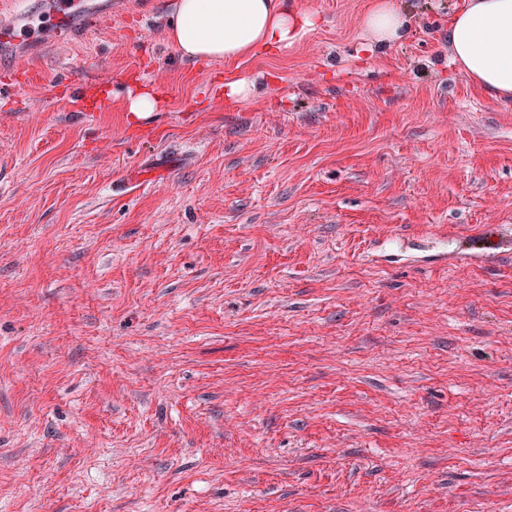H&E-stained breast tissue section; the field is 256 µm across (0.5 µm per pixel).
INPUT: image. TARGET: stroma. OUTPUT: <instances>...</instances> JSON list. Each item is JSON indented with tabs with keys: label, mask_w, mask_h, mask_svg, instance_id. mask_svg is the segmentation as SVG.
<instances>
[{
	"label": "stroma",
	"mask_w": 512,
	"mask_h": 512,
	"mask_svg": "<svg viewBox=\"0 0 512 512\" xmlns=\"http://www.w3.org/2000/svg\"><path fill=\"white\" fill-rule=\"evenodd\" d=\"M370 2L229 64L112 0L0 72V512H512V102L457 0L359 59ZM223 88L224 101L245 103L253 98V81L246 76H238L224 81ZM129 95L125 120L130 128L139 130L145 126V123L152 116V113L157 111L161 98L152 88L149 89L146 87L138 88L133 94ZM128 112H134L137 116L147 115L144 113L149 112H151V114L138 118L130 115Z\"/></svg>",
	"instance_id": "obj_1"
}]
</instances>
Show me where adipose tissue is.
I'll list each match as a JSON object with an SVG mask.
<instances>
[{
  "label": "adipose tissue",
  "mask_w": 512,
  "mask_h": 512,
  "mask_svg": "<svg viewBox=\"0 0 512 512\" xmlns=\"http://www.w3.org/2000/svg\"><path fill=\"white\" fill-rule=\"evenodd\" d=\"M319 22L286 0H178L168 38L185 57L234 62L292 46ZM398 0H375L363 27L373 45L399 40ZM453 64L478 90L512 99V0H462L448 22Z\"/></svg>",
  "instance_id": "obj_1"
}]
</instances>
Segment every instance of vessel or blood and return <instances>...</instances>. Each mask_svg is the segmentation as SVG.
I'll list each match as a JSON object with an SVG mask.
<instances>
[{
    "label": "vessel or blood",
    "instance_id": "1",
    "mask_svg": "<svg viewBox=\"0 0 512 512\" xmlns=\"http://www.w3.org/2000/svg\"><path fill=\"white\" fill-rule=\"evenodd\" d=\"M108 0H39L35 10L15 11L0 6V70L28 78L29 73L15 68L20 54L36 56L47 42H61L73 28L91 31L101 17L109 15Z\"/></svg>",
    "mask_w": 512,
    "mask_h": 512
}]
</instances>
